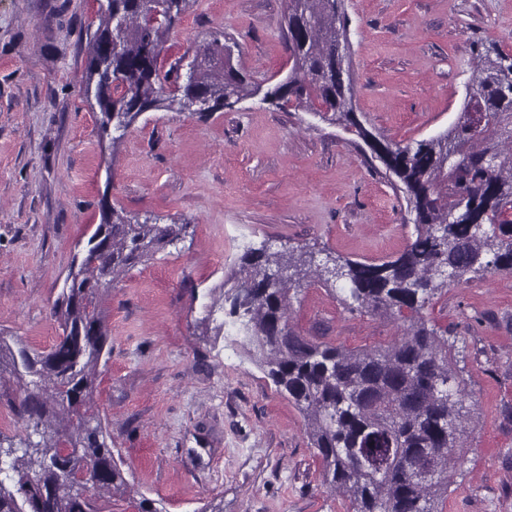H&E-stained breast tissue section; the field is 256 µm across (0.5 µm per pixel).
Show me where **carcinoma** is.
Returning a JSON list of instances; mask_svg holds the SVG:
<instances>
[{
    "mask_svg": "<svg viewBox=\"0 0 512 512\" xmlns=\"http://www.w3.org/2000/svg\"><path fill=\"white\" fill-rule=\"evenodd\" d=\"M189 0H112L90 35L85 92L99 107V136L125 135L145 109L178 102L195 113L232 109L263 94L293 96L305 108L332 113L355 131L405 195L416 237L394 260L364 263L318 257L307 247L244 248L239 277L211 305L203 335L237 328L243 345L276 390L305 416L322 484L350 499L355 512H442L452 453L467 438L455 345L421 315L436 293L468 275L512 271V54L472 43L473 71L461 116L448 130L401 146L374 135L353 112L344 0H288L281 20L287 80L273 91L234 63L237 43L214 36L196 51L192 78L166 93L157 68L165 36ZM188 224H156L105 208L77 254L51 314L62 327L47 353L14 349L0 336V380L14 379L11 407L22 421L19 442L0 445V512H101L88 495L123 492L122 461L95 412L96 366L109 332L100 299L114 281L189 234ZM318 281L346 293L352 310L402 323L385 348L349 350L297 332L290 292ZM224 312L227 320L214 318Z\"/></svg>",
    "mask_w": 512,
    "mask_h": 512,
    "instance_id": "cac0c4a2",
    "label": "carcinoma"
}]
</instances>
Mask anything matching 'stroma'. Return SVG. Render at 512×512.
Wrapping results in <instances>:
<instances>
[{
    "label": "stroma",
    "mask_w": 512,
    "mask_h": 512,
    "mask_svg": "<svg viewBox=\"0 0 512 512\" xmlns=\"http://www.w3.org/2000/svg\"><path fill=\"white\" fill-rule=\"evenodd\" d=\"M288 0H190L168 33L161 71L220 33L263 89L291 69ZM355 111L400 145L460 116L473 42L512 52V0H345ZM98 0H0V334L46 351L50 308L103 204L191 225L103 302L110 340L95 407L124 461L127 493L104 512H354L321 484L299 410L249 359L233 326L199 324L233 283L247 244L309 246L366 263L397 257L415 234L401 192L354 133L294 102L248 98L205 115L143 113L118 144L99 139L85 91ZM455 340L471 432L450 470L444 512H512V272L452 285L423 311ZM303 335L349 349L394 341L386 316L346 309L312 283L291 297Z\"/></svg>",
    "instance_id": "stroma-1"
}]
</instances>
